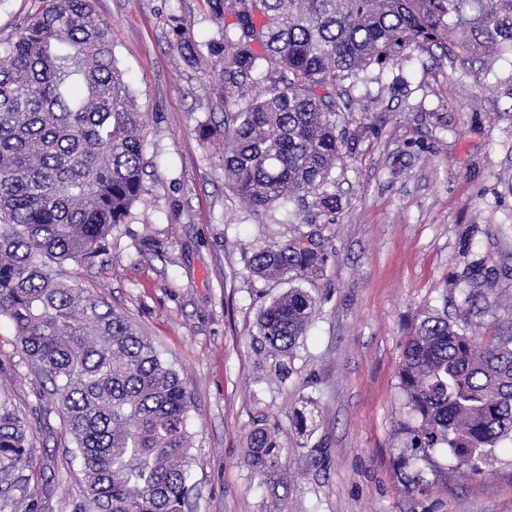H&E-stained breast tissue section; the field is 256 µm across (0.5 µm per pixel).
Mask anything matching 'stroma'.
Returning a JSON list of instances; mask_svg holds the SVG:
<instances>
[{
  "instance_id": "35a3bbf8",
  "label": "stroma",
  "mask_w": 512,
  "mask_h": 512,
  "mask_svg": "<svg viewBox=\"0 0 512 512\" xmlns=\"http://www.w3.org/2000/svg\"><path fill=\"white\" fill-rule=\"evenodd\" d=\"M110 26L112 54L143 114V191L106 254L61 270L138 326L186 383L193 512H512V446L484 474L460 476L452 454L427 495L406 493L395 467L405 419L397 388L404 344L421 312L456 315L467 265L500 274L469 331L512 322V57L486 64L414 53L354 90L348 144L327 191L334 215L276 205L254 211L224 178V145L196 132L214 107L207 61L172 44L180 17L196 44L217 29L204 0H90ZM45 0H0V50ZM315 231L329 258L307 283L320 304L275 374L261 345V308L287 284L253 276L260 241ZM0 396L33 445L26 499L36 512H80L82 461L51 382L0 320ZM319 418L292 421L303 405ZM275 426L284 466L265 486L248 464L254 419Z\"/></svg>"
}]
</instances>
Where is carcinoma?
I'll use <instances>...</instances> for the list:
<instances>
[{"instance_id":"1","label":"carcinoma","mask_w":512,"mask_h":512,"mask_svg":"<svg viewBox=\"0 0 512 512\" xmlns=\"http://www.w3.org/2000/svg\"><path fill=\"white\" fill-rule=\"evenodd\" d=\"M218 36L206 44L217 105L235 112L204 123L224 138V178L255 210L326 191L342 158L347 91L380 80L414 51L480 61L512 55V0H205ZM174 45L201 53L183 23ZM264 93L249 96L257 85ZM142 112L112 55L109 25L89 0H48L0 54V318L60 396L64 426L84 469L80 512H184L189 484L190 392L151 341L120 311L51 269L91 264L142 193ZM328 252L314 234L263 242L248 259L259 278L291 288L259 313L270 352L291 354L318 299L295 285L319 276ZM464 315L492 279L484 262L465 273ZM398 389L408 420L397 460L408 493L422 468L451 450L465 476L512 442V336L470 334L423 312L406 341ZM315 407L293 424L316 422ZM32 454L23 421L0 399V512L21 509ZM248 463L264 481L282 467L261 415Z\"/></svg>"}]
</instances>
